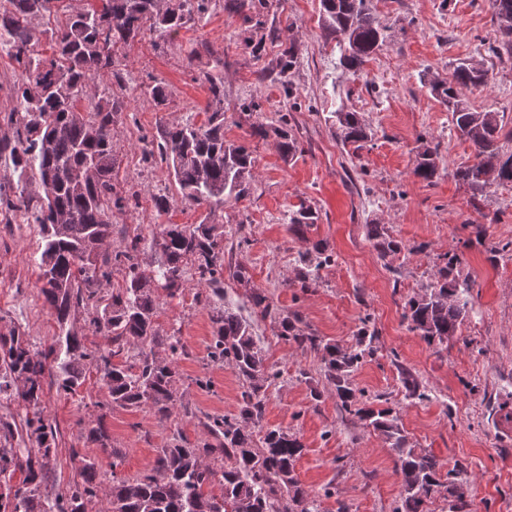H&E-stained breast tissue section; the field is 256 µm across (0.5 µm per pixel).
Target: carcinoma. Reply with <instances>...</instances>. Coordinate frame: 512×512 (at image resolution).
Instances as JSON below:
<instances>
[{
	"instance_id": "1",
	"label": "carcinoma",
	"mask_w": 512,
	"mask_h": 512,
	"mask_svg": "<svg viewBox=\"0 0 512 512\" xmlns=\"http://www.w3.org/2000/svg\"><path fill=\"white\" fill-rule=\"evenodd\" d=\"M65 0H7L0 6V43L25 74L14 86L20 115L11 116L12 135L0 139V155L11 160L19 173L14 196L0 193L5 215L20 213L39 226L44 248L39 269L42 293L60 322L79 308L92 312L90 323L103 344L90 351L79 337L66 334L44 352L34 353L16 333L0 336V399L18 400L33 409L26 419V437L32 447H15L12 424L0 418L4 441L0 443V512H87V504L98 495L97 463L83 458L78 466L81 481L63 495L49 497L40 491L45 464L55 451L56 430L40 410L46 374L55 373L57 388L72 393L82 386L90 366L102 371L112 403L119 406L147 405L159 420L171 416L173 386L180 377L175 365L183 351L180 337L166 338L171 358L157 356L154 289L170 298L183 291L187 268L211 294L224 300V231L212 216L224 207V198L242 201L251 195L254 159L243 145L224 140V85L210 74L204 75L216 108L207 123L197 126L187 121L168 127L161 138L145 142L146 162H160L171 170L182 199L206 204L209 213L198 224L159 225L161 260L152 268L140 261V241L136 236L125 250L110 254L102 249L87 254L88 247L106 243L112 235V207L120 206L112 184V125L117 115L110 98H96L98 81L111 76L121 80L116 70L117 47L148 29L162 41L179 33L194 15L208 11L213 0H96L89 9L68 17L66 23L50 31L53 53L45 57L39 39L31 31L32 20L65 10ZM323 13L336 34L341 50L339 65L355 74L380 50L386 36L365 6V0H321ZM493 19L502 48L512 55V0H492ZM488 72L461 62L452 78H435L429 87L432 96L448 108L456 133L474 149L473 163L456 171L475 194H482L497 182H512V153L502 150V125L496 112H475L458 97L457 87H480ZM147 93L157 108L166 106L167 86L155 82ZM88 101V110L78 111L77 102ZM342 144L360 149L371 139L370 128L355 112L332 113ZM273 133L280 139L285 156L299 150L288 137V119L255 127L254 133ZM438 173L437 155L430 148L418 153L414 175L426 180ZM39 181L43 194L27 191L30 178ZM297 227L314 225V211L305 203L287 214ZM369 234L384 256L400 251L399 244L378 225ZM122 262L130 280L126 287L110 294L103 292L112 262ZM333 258L320 244L298 258L297 279L303 287L317 285L320 270ZM452 262L437 272L426 293L410 299L403 312L409 330L427 343L442 344L456 335L472 307L469 285L451 277ZM252 305L264 318L279 314L265 296L252 297ZM210 360L234 367L248 383L241 394L236 415L207 416L199 421L211 440L190 444L181 437L160 449L154 464L135 479L112 476V490L106 497V512H319L318 499L305 490L298 479L296 464L303 445L280 429H268L257 438L265 407V390L279 373L267 359L254 336L252 322L226 308L213 319ZM285 340L301 348L323 349L325 377L332 383L342 407L369 422L391 443L395 464L401 475L402 512H426L423 505L439 488L448 486L449 512H470L463 485L448 472L441 482V464L430 453L408 446L407 436L397 418L387 411L353 408L354 389L350 376L354 368L374 353V332L363 326L355 343L345 350L321 345L315 336H306L284 317ZM137 350L136 367L113 362L125 347ZM221 460L215 469L207 459ZM21 483L10 484L16 472ZM219 481L221 498L208 495L204 486Z\"/></svg>"
}]
</instances>
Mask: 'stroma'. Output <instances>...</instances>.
Listing matches in <instances>:
<instances>
[{
  "label": "stroma",
  "mask_w": 512,
  "mask_h": 512,
  "mask_svg": "<svg viewBox=\"0 0 512 512\" xmlns=\"http://www.w3.org/2000/svg\"><path fill=\"white\" fill-rule=\"evenodd\" d=\"M233 4L218 0L173 41L147 32L121 45L122 81H99L98 94L113 95L119 105L112 181L126 199L112 211L109 252L137 236L142 262L154 263L161 257L160 224H196L207 213V206L185 204L166 165L144 163L141 147L162 127L203 125L212 103L203 76L219 78L224 137L245 144L255 159L250 199L226 200L215 216L224 227L225 267L245 270L244 281L224 280L229 306L247 314L252 295L266 296L281 316H298L304 333L344 348L370 320L376 352L353 372L355 392L371 408L391 411L411 446L457 472L473 512H512V416L505 414L512 409V184L476 196L457 178L473 148L452 130L447 108L429 89L431 79L450 77L460 61L486 69V85L459 94L475 111L498 113L504 150L512 153V57L495 51L491 0H366L388 39L355 75L336 67V35L321 17L320 0H269L256 53L244 46L252 30ZM289 48L297 63L283 81L277 60ZM156 80L169 89L162 109L143 94ZM286 84L294 92L288 105ZM340 106L371 127L374 137L362 149L342 145L331 118ZM283 110L299 145L291 158L282 156L275 136L252 132L275 123ZM426 145L439 157L430 183L413 173L416 152ZM158 193L172 200L167 215L153 207ZM303 201L317 219L298 233L284 214ZM372 224L398 240L401 252L380 256L367 235ZM317 241L335 261L316 287L304 288L296 260ZM43 246L38 225L22 216L0 223V336L18 332L40 352L70 332L95 347L101 338L87 312L61 323L46 304L36 264ZM452 256L454 276L472 286L473 310L456 336L430 344L408 329L402 313ZM201 292L189 273L179 297L155 294L159 336L176 332L183 343L168 421L146 406L110 404L107 387L91 371L73 393L45 383L41 407L57 426L45 494L67 492L87 456L96 458L98 480L109 489L113 476L145 472L174 437L193 444L206 439L199 417L237 413L243 382L230 365L208 357L213 312ZM254 331L280 373L267 389L262 426L300 440L296 473L318 495L322 512H395L401 476L390 444L342 409L321 353L284 340L279 318L255 319ZM404 370L426 399L408 397ZM203 377L209 388L198 386ZM93 429L103 433V443L89 439Z\"/></svg>",
  "instance_id": "stroma-1"
}]
</instances>
